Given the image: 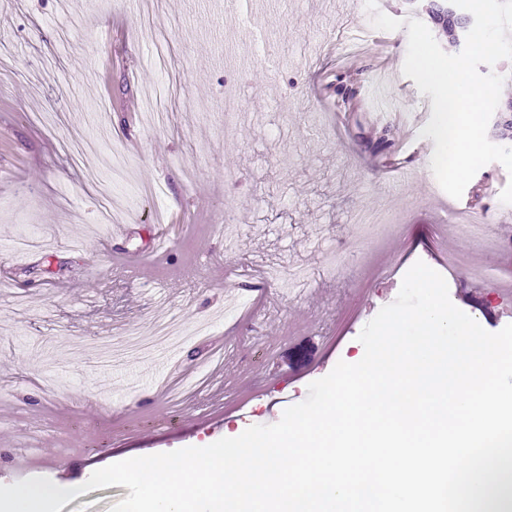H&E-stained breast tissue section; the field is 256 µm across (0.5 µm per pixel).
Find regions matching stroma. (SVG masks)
I'll return each instance as SVG.
<instances>
[{
	"label": "stroma",
	"instance_id": "1",
	"mask_svg": "<svg viewBox=\"0 0 512 512\" xmlns=\"http://www.w3.org/2000/svg\"><path fill=\"white\" fill-rule=\"evenodd\" d=\"M345 2L340 13L325 0H263L253 12L242 0H69L61 18L56 0H0V485L19 482L14 458L38 423L34 452L49 464L36 476L82 482L130 456L274 424L310 383L363 352L360 332L415 262L442 270L444 250L458 246L444 229L453 217L472 214L512 240L503 165L475 175L491 192L475 209L470 193L455 199L434 174L417 176L434 151L419 135L432 98L402 72L407 31L376 29L365 0ZM160 45L165 74L147 62ZM342 71L362 96L382 81L390 111L408 116L393 128L403 167L394 177L380 172L392 155L377 147L376 124L341 119L330 82ZM166 82L165 126L131 121ZM146 182L163 183L164 195L138 197ZM361 209L383 211L388 231L357 263H335ZM159 211L184 224L167 252L151 249ZM228 218L233 228L217 235ZM116 224L128 225L125 238H113ZM255 259L273 274L271 291L240 295L264 319L214 323L201 346L220 340L234 354L211 388L168 409L158 378L203 358L187 345L116 358L113 344L130 332L150 342L169 312L189 324L211 317L234 286L231 268ZM46 262L53 277H33L16 305L11 281ZM501 262L490 245L473 248L471 273L448 285L491 332L512 323V298L488 277ZM383 266L391 278L374 277ZM328 327L341 332L331 345ZM254 329L276 348L258 369L238 348ZM228 386L243 387L242 404H225Z\"/></svg>",
	"mask_w": 512,
	"mask_h": 512
}]
</instances>
